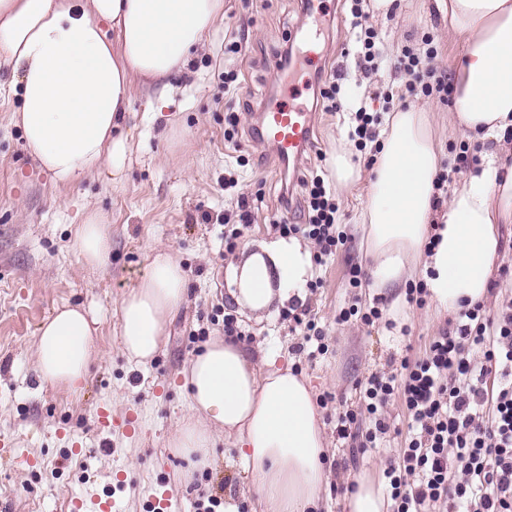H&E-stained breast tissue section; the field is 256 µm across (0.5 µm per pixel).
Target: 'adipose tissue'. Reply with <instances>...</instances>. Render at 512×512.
<instances>
[{
	"label": "adipose tissue",
	"instance_id": "obj_1",
	"mask_svg": "<svg viewBox=\"0 0 512 512\" xmlns=\"http://www.w3.org/2000/svg\"><path fill=\"white\" fill-rule=\"evenodd\" d=\"M460 45L453 62L448 124L471 141L494 139L481 169L437 204L441 151L433 115L420 106L390 113L369 177L346 151L331 157L339 189L359 191L361 242L379 290L401 284L411 262L423 260L431 300L446 310L483 301L498 255L497 227L512 222V0H435ZM224 17V0H0V67H9L20 105L12 120L38 168L67 186L109 172L121 182L130 157L122 130L134 83L159 84L207 45ZM440 225L436 246L428 241ZM110 224L93 212L80 224L73 249L104 264ZM309 245L282 238L243 265L236 297L252 309L304 299L313 277ZM186 295L185 273L156 250L138 283L120 300V340L130 361L157 354ZM97 322L65 305L37 334L43 385L83 391ZM191 414L170 439L189 470L212 466L217 442L235 448L256 475L255 512H317L328 483L323 423L309 381L268 355L254 360L229 336L210 338L182 371ZM347 512H389L382 489L352 476Z\"/></svg>",
	"mask_w": 512,
	"mask_h": 512
}]
</instances>
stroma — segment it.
<instances>
[{"mask_svg":"<svg viewBox=\"0 0 512 512\" xmlns=\"http://www.w3.org/2000/svg\"><path fill=\"white\" fill-rule=\"evenodd\" d=\"M421 2L395 0L387 19L369 16L357 24L348 0H324L325 16L318 20L303 14L300 0H225L224 18L213 26L205 50L186 70L169 77L173 92L166 108H150L155 86L134 90L126 119L132 130L131 161L118 184L102 173L62 187L40 171L10 121L20 101L8 91L9 71L0 69V441L12 457L10 464L0 465V512H70V500L79 491L111 495L122 512H148L161 485L172 495L176 512H193L195 501L218 491L239 512H251L252 474L240 466L234 449L218 448L211 468L183 482L179 474L187 463L168 446L189 414L179 373L203 336L223 335L224 323L216 314L225 308L234 310L246 332L241 343L254 358L278 353L309 379L316 395L331 396V404L321 411L331 474L343 482L364 472L383 483L386 459L399 450L401 436L408 431L405 410L399 402L390 404L396 435L389 448L364 453L337 441L336 411L355 402L358 380L376 371H395L402 357L421 355L429 341L455 321V313L437 311L431 303L414 308L401 287L380 295L367 286L346 288L348 265L356 263L367 271L372 261L356 225L359 202L342 191L337 194L339 216L351 239L335 259L315 269L324 284L307 291L303 303L331 338L327 354L312 360L297 352L301 337L287 318L288 305L276 303L254 313L236 308L231 292L235 268L258 251L260 243L275 240L268 223L271 214L284 210L289 221H297L302 178L316 170L330 172L332 151L352 147L350 112L323 111L311 90L296 97V104L316 114L315 144L293 184L290 206H283L273 153L252 136L255 112L267 99L281 95L273 60L286 47L305 49L310 30L319 28L302 76L308 80L318 72L336 73L350 103L378 87L401 83L392 59L426 34L438 49L433 67L449 71L456 48L447 41L442 16L424 12ZM361 25L378 31L389 59L375 73L359 66L356 33ZM230 40L241 43L240 54L225 53L224 44ZM228 71L238 75L229 85L224 82ZM429 105L445 163H453L463 145L485 159L488 146L466 144L449 128L447 104L433 99ZM231 111L241 115L239 139L249 152L243 167L224 142V115ZM233 168L240 185L253 195L254 222L229 254L220 218L231 198L220 181L225 170ZM95 209L112 222L110 259L100 267L88 265L71 245L76 227ZM499 233L500 250L491 275L496 287L484 301L492 316L512 298V223L500 225ZM158 248L176 255L187 291L160 351L148 365L139 366L121 351L118 305ZM358 296L369 302L381 298L397 328L337 321L339 310ZM66 304L84 307L99 320V354L79 395L42 385L35 371L38 327ZM103 404L116 413L135 414L138 428L100 434L94 411ZM76 439L83 444L79 454L72 451Z\"/></svg>","mask_w":512,"mask_h":512,"instance_id":"obj_1","label":"stroma"}]
</instances>
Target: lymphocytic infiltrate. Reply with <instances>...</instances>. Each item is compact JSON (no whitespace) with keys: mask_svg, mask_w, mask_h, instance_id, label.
Segmentation results:
<instances>
[{"mask_svg":"<svg viewBox=\"0 0 512 512\" xmlns=\"http://www.w3.org/2000/svg\"><path fill=\"white\" fill-rule=\"evenodd\" d=\"M436 55L428 36L405 47L393 67L406 80L382 91L385 104L449 102L448 76L431 65ZM338 212L335 190L316 175L305 184L301 222L280 215L271 226L312 241L323 265L347 241ZM358 390L356 405L336 415L338 439L377 447L391 432L384 410L395 398L411 420L383 472L390 512H512V300L494 317L482 304L463 306L422 356L372 374Z\"/></svg>","mask_w":512,"mask_h":512,"instance_id":"1","label":"lymphocytic infiltrate"}]
</instances>
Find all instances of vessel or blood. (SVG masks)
Returning <instances> with one entry per match:
<instances>
[{
	"instance_id": "obj_1",
	"label": "vessel or blood",
	"mask_w": 512,
	"mask_h": 512,
	"mask_svg": "<svg viewBox=\"0 0 512 512\" xmlns=\"http://www.w3.org/2000/svg\"><path fill=\"white\" fill-rule=\"evenodd\" d=\"M255 140L271 148L283 175H294L313 146L312 115L275 102L265 103L253 126ZM115 502L102 496H78L72 512H114Z\"/></svg>"
}]
</instances>
